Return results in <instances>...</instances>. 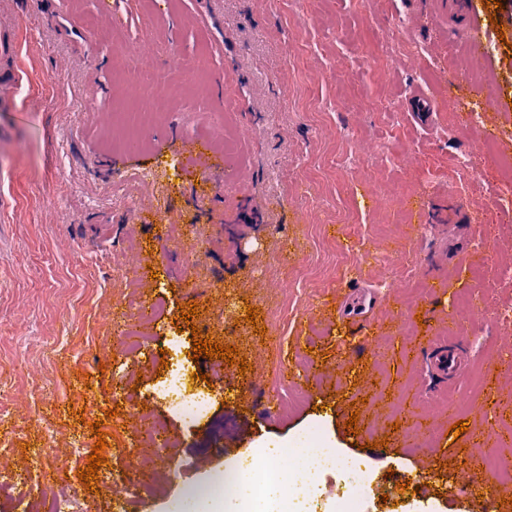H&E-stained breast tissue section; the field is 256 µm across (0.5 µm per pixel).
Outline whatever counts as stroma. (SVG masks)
Here are the masks:
<instances>
[{"instance_id":"stroma-1","label":"stroma","mask_w":512,"mask_h":512,"mask_svg":"<svg viewBox=\"0 0 512 512\" xmlns=\"http://www.w3.org/2000/svg\"><path fill=\"white\" fill-rule=\"evenodd\" d=\"M473 3L488 38L505 41L482 63L491 77L484 89L458 77V55H444L449 29L434 0H116V26L99 0H69L63 15L55 0H0V22L17 42L15 87L0 96V389L35 395L15 417L9 463L24 465L42 447L38 415L59 440L79 439L88 453L96 442L90 424L100 420L110 441L105 471H123L142 487L140 512H172L185 485L259 449L297 447L318 427L322 447L371 477L366 512H512V481L478 464L493 448L512 460V433L496 447L487 440L492 425L512 426V366L500 362L512 354V323L477 314L460 323L452 309L476 282V243L487 248L488 266L512 265V223L494 212L503 185L490 164L453 176L456 155L478 153L483 131L439 111L421 126L407 110L417 86L433 99L512 96V0ZM404 43L419 53L401 51ZM144 44L148 64L173 79L184 74L175 57H204L207 88L173 102L165 139L119 154L113 57L118 47ZM229 92L236 106L228 112ZM219 111L225 135L250 132L235 171L216 181L185 167L166 221L148 206L120 207L118 179L186 157L190 144L209 141ZM343 154L352 164L339 173L329 163ZM307 184L315 200L304 198ZM455 203L466 212L452 223ZM175 227L203 243L197 256L171 240ZM132 233L168 258L155 270L184 355L193 352L185 303L207 306L222 286L257 309L254 321L214 332L246 356L248 369L225 366L222 392L193 425L171 416L157 393L166 337L146 348L140 380H123L116 361L122 338L106 326L122 313L112 304V258ZM361 238L377 255L408 259L406 282L387 266H360ZM287 270L299 271V283L282 298L271 285ZM437 277L446 286L435 291ZM366 287L378 291L372 313L346 316L350 295ZM406 287L421 291L412 319ZM258 325L264 335L255 334ZM453 335L468 360L446 386L425 361ZM32 336L58 344L36 347ZM305 353L314 367H299ZM278 381L303 386L306 401L291 412L271 408ZM117 391L176 443L163 491L152 489L169 465L160 449L126 456L111 444L128 421L113 412ZM354 401L360 415L351 431ZM460 420L466 432L450 437ZM434 463L441 472L431 471ZM470 468L478 474L472 492L461 488Z\"/></svg>"}]
</instances>
